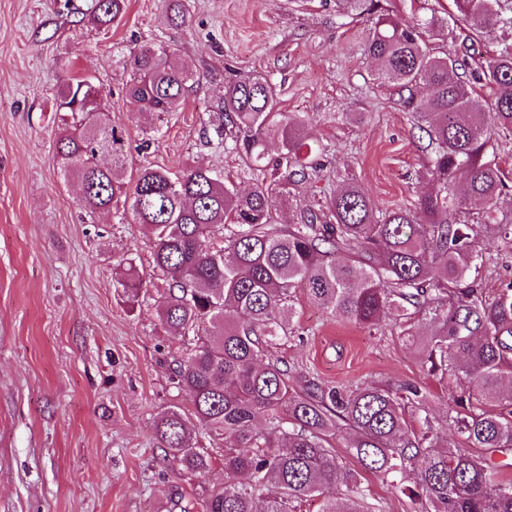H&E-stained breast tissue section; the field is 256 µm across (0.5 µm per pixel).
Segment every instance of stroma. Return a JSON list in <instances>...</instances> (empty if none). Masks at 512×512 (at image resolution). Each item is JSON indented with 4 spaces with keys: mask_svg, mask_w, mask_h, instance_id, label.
Instances as JSON below:
<instances>
[{
    "mask_svg": "<svg viewBox=\"0 0 512 512\" xmlns=\"http://www.w3.org/2000/svg\"><path fill=\"white\" fill-rule=\"evenodd\" d=\"M187 24L168 25L165 0H126L118 22L88 21L93 0H0V512H180L187 498L223 482L224 443L200 435L210 473L174 471L154 421L193 410L170 380L180 337L157 318L155 273L145 301L129 309L117 262L150 269L152 235L118 213L81 217L77 189L55 155L57 95L85 75L109 99V118L130 168L186 165L223 171L251 186L241 157L216 146L209 111L227 69L267 78L280 109L306 115L304 136L323 166L296 184L309 204L352 176L386 210L430 192L419 173L426 134L392 85L373 81L363 51L367 23L336 13L334 0H182ZM176 44L177 63L200 83L148 149L124 99L134 48ZM475 278L485 293L512 281V250L483 241ZM294 334L279 354L294 373L343 386L415 382L426 405L448 419L451 381L427 373L420 351L390 322H347L294 298Z\"/></svg>",
    "mask_w": 512,
    "mask_h": 512,
    "instance_id": "stroma-1",
    "label": "stroma"
}]
</instances>
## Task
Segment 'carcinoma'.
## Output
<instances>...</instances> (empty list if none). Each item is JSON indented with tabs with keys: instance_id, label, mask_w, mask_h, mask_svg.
<instances>
[{
	"instance_id": "carcinoma-1",
	"label": "carcinoma",
	"mask_w": 512,
	"mask_h": 512,
	"mask_svg": "<svg viewBox=\"0 0 512 512\" xmlns=\"http://www.w3.org/2000/svg\"><path fill=\"white\" fill-rule=\"evenodd\" d=\"M450 18L433 13L405 20L380 0H335L341 16L370 22L365 51L374 80L409 92L408 105L428 136L424 176L435 192L409 207L381 211L355 182L333 196L301 205L292 186L308 178L300 136L306 119L279 112L276 90L263 76L230 78L210 120L218 144L233 131V150L264 159L269 139L281 143L270 175L248 191L215 169L179 173L144 165L126 181V156L106 118L107 98L89 77L67 78L58 95L56 153L66 181L80 187L88 215L129 204L132 220L156 243L153 269L167 287L157 314L186 350L173 384L192 398L193 413L171 407L154 432L170 466L205 474L212 457L195 429L224 441V482L202 499V512H292L294 503L321 500L319 512H371L370 489L329 438L344 428L346 447L375 476L399 485L414 512H512V282L493 295L463 285L484 263L477 225L512 248V219L497 218L512 177L501 168L494 136L512 135V0H452ZM125 0H95L91 21L115 23ZM167 23L186 16L168 0ZM472 30L464 52L438 53L432 41L453 35L448 20ZM506 34L484 57L476 43ZM171 45H144L131 56L128 103L156 134L180 109L198 76L173 65ZM112 153L109 164L98 153ZM466 181V193L454 194ZM298 210L296 224L276 227L272 198ZM480 205L470 221L457 215ZM227 226L234 227L224 236ZM146 272L126 260L122 288L135 304L146 293ZM333 315L370 328L388 318L415 344L428 372L449 377L458 390L448 404V428L467 447L447 440L429 415L427 393L402 383L329 386L294 376L274 349L292 334L297 291ZM428 319L421 336L412 320Z\"/></svg>"
}]
</instances>
